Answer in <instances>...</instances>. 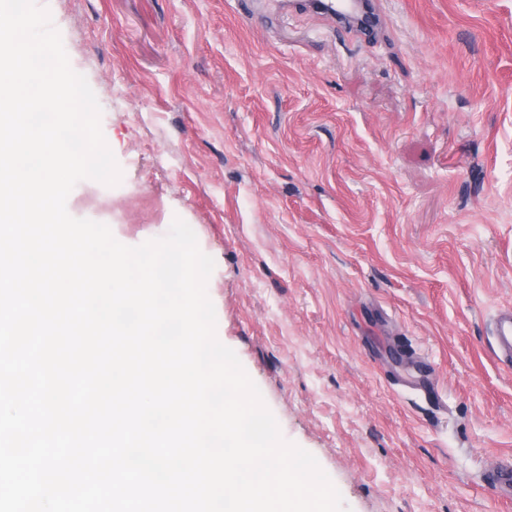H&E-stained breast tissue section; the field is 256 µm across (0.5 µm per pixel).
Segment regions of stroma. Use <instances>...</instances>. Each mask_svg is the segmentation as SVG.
I'll use <instances>...</instances> for the list:
<instances>
[{
  "label": "stroma",
  "instance_id": "stroma-1",
  "mask_svg": "<svg viewBox=\"0 0 512 512\" xmlns=\"http://www.w3.org/2000/svg\"><path fill=\"white\" fill-rule=\"evenodd\" d=\"M122 177L76 218H174L286 441L348 512H512V0H378L381 33L270 0H37ZM495 340L498 353L497 358L512 366V311H503L499 313L495 326Z\"/></svg>",
  "mask_w": 512,
  "mask_h": 512
}]
</instances>
